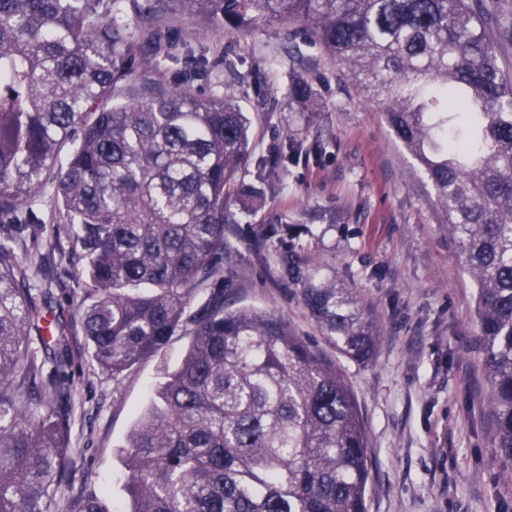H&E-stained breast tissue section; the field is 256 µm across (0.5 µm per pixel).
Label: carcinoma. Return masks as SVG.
I'll return each instance as SVG.
<instances>
[{"instance_id": "1", "label": "carcinoma", "mask_w": 512, "mask_h": 512, "mask_svg": "<svg viewBox=\"0 0 512 512\" xmlns=\"http://www.w3.org/2000/svg\"><path fill=\"white\" fill-rule=\"evenodd\" d=\"M0 0V512H51L69 433L66 391L15 243L48 196L95 301L83 333L117 378L191 341L164 371L118 456L124 512H366L365 432L336 369L273 313L224 307L226 200L251 157L250 119L230 90L201 97L154 82L160 62L205 55L159 22L212 34L262 19L310 27L348 68L431 181L477 288L474 317L501 476L512 482V75L484 19L498 0ZM72 145L62 156L66 145ZM209 284L206 300L188 311ZM302 300L324 337L365 362L378 328L347 288L310 276Z\"/></svg>"}]
</instances>
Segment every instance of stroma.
<instances>
[{"label":"stroma","mask_w":512,"mask_h":512,"mask_svg":"<svg viewBox=\"0 0 512 512\" xmlns=\"http://www.w3.org/2000/svg\"><path fill=\"white\" fill-rule=\"evenodd\" d=\"M294 29L264 20L242 34L214 35L181 21L168 32L209 60L193 92L235 84L251 119L255 151L227 201L233 248L224 258L225 303L275 313L336 364L366 432L367 512H503L512 483L495 459L476 288L446 215L380 106L348 86L342 65L302 35L293 42L301 59L289 61ZM295 79L309 84L311 101L289 100ZM38 215L26 237L51 282L44 313L65 329L57 353L68 384L58 404L70 430L67 469L52 510L77 512L94 493L126 512L117 451L190 339L173 337L159 355L112 378L86 353L81 264L48 203ZM317 271L350 289L377 323L368 361L339 354L305 308L301 289Z\"/></svg>","instance_id":"35a3bbf8"}]
</instances>
